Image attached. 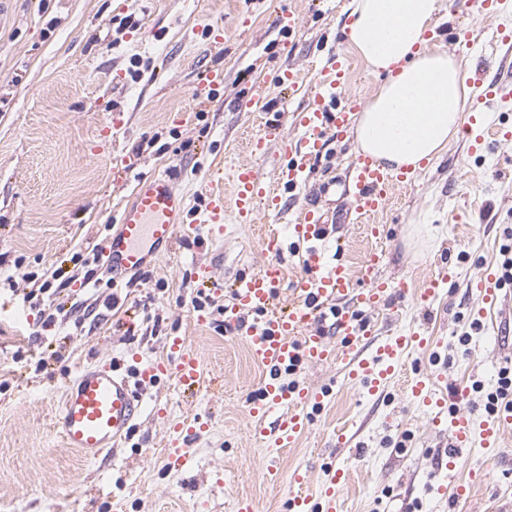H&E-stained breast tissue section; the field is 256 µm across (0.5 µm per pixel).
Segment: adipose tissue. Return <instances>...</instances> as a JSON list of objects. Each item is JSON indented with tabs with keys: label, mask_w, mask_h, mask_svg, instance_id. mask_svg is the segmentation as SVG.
Here are the masks:
<instances>
[{
	"label": "adipose tissue",
	"mask_w": 512,
	"mask_h": 512,
	"mask_svg": "<svg viewBox=\"0 0 512 512\" xmlns=\"http://www.w3.org/2000/svg\"><path fill=\"white\" fill-rule=\"evenodd\" d=\"M438 0H354L350 37L383 82L355 116L357 151L389 171L438 158L456 136L465 78L444 51L425 50Z\"/></svg>",
	"instance_id": "1"
}]
</instances>
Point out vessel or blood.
Here are the masks:
<instances>
[{
	"label": "vessel or blood",
	"mask_w": 512,
	"mask_h": 512,
	"mask_svg": "<svg viewBox=\"0 0 512 512\" xmlns=\"http://www.w3.org/2000/svg\"><path fill=\"white\" fill-rule=\"evenodd\" d=\"M349 66L342 56H330L317 73L313 86H304L297 73L288 71L280 77L291 90H305L307 103L299 114L305 135L299 141L288 140L279 125L265 124L260 135L249 143L251 154L260 155L268 143L280 146L284 162L275 183H267L258 169L249 163L236 165L231 173L230 189L215 187L207 197L202 223L211 233L220 234L227 223L251 224L259 210L279 211L284 191L296 189L306 179L307 162L321 149V135L333 131L344 137L350 131L351 117L361 110L360 97L347 93ZM472 82L482 85L483 92L472 108L470 126L479 127L471 153L482 152L486 143L481 129L487 123L488 105L499 98L505 86L487 78L483 69H475ZM418 174L411 169L391 173L371 156H353L342 183V194L349 200V214L362 224L368 239L379 241L385 229L379 219L390 208L397 189L415 182ZM186 208V197L167 173L151 176L137 187L132 202L120 215L119 226L109 239L104 257L113 281L138 273L163 254L172 252L179 234L177 217ZM292 239L304 248V272L294 288V299L288 311L275 306L281 282V269L270 264L249 275L238 277L232 297L224 306V325L240 332L254 361L265 369L264 379L250 398V415L259 424L253 432L259 438L273 437L276 447L291 448L308 430L314 414L323 406L329 391L305 384L293 387L282 381L285 369L314 363H340L347 377L380 394L400 366L405 350L424 348L431 337L413 333L407 336L379 338L375 331L358 323L355 313L362 309H384L393 300L410 294L407 281L396 287L378 276L382 260L379 250L368 253L358 272L327 257L322 217L308 210L288 228L287 236L272 233L264 240V250L278 255L284 239ZM362 287H355V280ZM470 291L485 306L495 304L500 287L494 273H486L470 285ZM253 313V322H243L244 313ZM331 319L335 338L313 330L316 320ZM169 355L138 368L142 380L172 378L188 390L201 386L202 361L183 337H170ZM407 389L411 398L432 411L434 426L446 430L450 440L446 471H453L463 448L480 439L488 448L498 447L503 426L512 424V408L501 410L483 421H475L472 412L458 408L462 391H455L454 407H446L432 389L429 376L410 379ZM142 401L128 376L111 365L83 368L64 392L56 412V424L66 447L79 452L85 461L93 462L105 453L115 451L128 437L141 410ZM272 419V428L262 427L263 419ZM200 421L169 419L167 460L170 467L190 469L189 446L201 429ZM327 483L318 495L307 494V473L298 469L288 479V512H342L340 489L348 475L335 463H327Z\"/></svg>",
	"instance_id": "obj_1"
}]
</instances>
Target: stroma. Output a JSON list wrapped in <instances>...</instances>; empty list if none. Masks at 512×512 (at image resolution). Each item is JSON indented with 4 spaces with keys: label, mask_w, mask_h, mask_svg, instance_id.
I'll use <instances>...</instances> for the list:
<instances>
[{
    "label": "stroma",
    "mask_w": 512,
    "mask_h": 512,
    "mask_svg": "<svg viewBox=\"0 0 512 512\" xmlns=\"http://www.w3.org/2000/svg\"><path fill=\"white\" fill-rule=\"evenodd\" d=\"M435 18L450 36L467 29L470 53L457 54L462 71L483 65L512 87V49L496 44L498 26L512 28V0L497 15L479 5L454 14L448 0ZM352 0H0V512H234L240 496L258 512H285L286 489L263 471L306 470L309 494L326 482L325 465L346 467L343 512H506L512 505V427L500 447L472 443L456 463L457 481H471L470 497L442 488L439 466L446 438L413 402L407 381L415 370L432 374L441 393L465 389V410L484 414L500 370L512 361V282L496 308L478 315L468 285L483 271L499 270L502 246H512V141L469 151L452 140L418 179L399 188L381 218L386 226L380 279L419 284L449 267L454 279L430 305L408 299L397 311L358 313L379 337L423 329L439 340L436 350L412 349L384 394L369 395L346 378L339 363L312 364L298 383L328 389L322 409L297 447L256 440L248 400L264 378L242 336L225 329L217 306L229 303L239 275L258 271L268 257L261 241L284 230L314 205L325 214L329 255L358 266L372 243L349 223L341 193L353 137L326 134L303 190L283 196L279 214L260 213L253 224L228 225L211 237L200 212L213 185H227L232 165L248 160L247 142L261 120L278 122L284 135H303L296 113L307 99L277 86L292 70L312 82L332 54L350 68L349 90L371 99L379 80L343 35ZM294 11L298 28L280 30L275 16ZM138 30L127 29V20ZM223 44H215L214 30ZM148 62L131 78L130 61ZM224 72L217 100L198 105L194 92L211 69ZM270 96L264 112L238 103L254 82ZM173 172L187 198L178 222L197 237L169 256L112 287L104 267L80 286L86 263L104 250L118 227L122 205L152 174ZM210 265L208 283L194 263ZM75 277L39 306L25 298L26 272ZM215 302L209 319H196L197 293ZM65 306L54 325L40 309ZM185 337L203 364L196 395L174 380L144 383L136 427L114 456L84 461L67 448L55 411L67 385L86 366L134 359L149 363L168 355V340ZM43 371H36L38 360ZM205 423L191 445V472L168 469L165 417ZM352 441L336 444L339 429Z\"/></svg>",
    "instance_id": "stroma-1"
}]
</instances>
